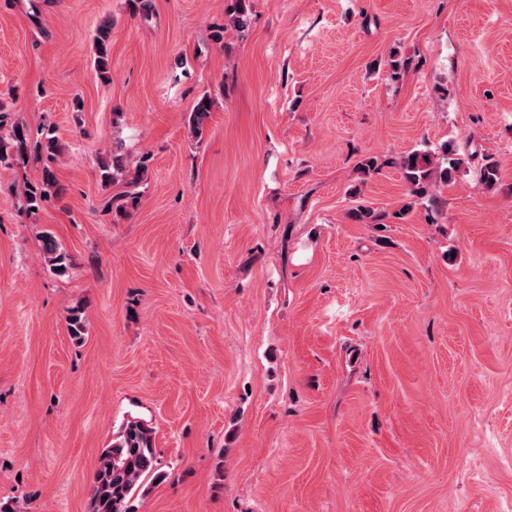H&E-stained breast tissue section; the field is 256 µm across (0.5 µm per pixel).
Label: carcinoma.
I'll return each instance as SVG.
<instances>
[{
  "label": "carcinoma",
  "instance_id": "1",
  "mask_svg": "<svg viewBox=\"0 0 512 512\" xmlns=\"http://www.w3.org/2000/svg\"><path fill=\"white\" fill-rule=\"evenodd\" d=\"M228 25L243 31L247 28V8L245 0H236V5L227 14ZM112 32V20L107 19L100 25L94 37L97 58V71L107 72L109 39ZM209 94L200 96L188 118L190 132L202 139L211 107L206 105ZM31 132L22 123L10 125L8 135H0V166L11 167L16 162L27 159V142ZM460 149L452 143L442 146V155L431 150H417L402 156L398 162L412 196L425 198L436 184H446L452 180L464 158L459 156ZM59 155L57 139L50 137L40 145L36 161L42 164L41 180L30 187L25 194L27 209L40 208L50 196L58 193V179L53 168ZM144 168L132 169L121 154L112 155L109 164L102 165L101 178L104 183L126 181L129 190L112 196L107 209L123 212L137 204L139 193L135 189L143 182ZM500 180V171L496 162L484 156L477 168V187L490 191ZM42 252L53 268L66 267L67 255L50 233L42 238ZM156 470V451L153 429L141 418L131 416L124 422L112 444L103 449L91 486L89 512H129L126 507L128 497L139 481Z\"/></svg>",
  "mask_w": 512,
  "mask_h": 512
}]
</instances>
